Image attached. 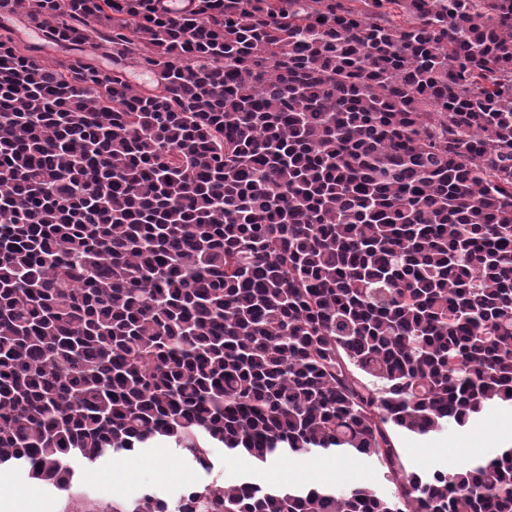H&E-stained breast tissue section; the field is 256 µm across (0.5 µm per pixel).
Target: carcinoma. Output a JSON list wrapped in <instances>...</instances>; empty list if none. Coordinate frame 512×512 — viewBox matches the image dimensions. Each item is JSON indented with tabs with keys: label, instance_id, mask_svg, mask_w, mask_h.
Segmentation results:
<instances>
[{
	"label": "carcinoma",
	"instance_id": "1",
	"mask_svg": "<svg viewBox=\"0 0 512 512\" xmlns=\"http://www.w3.org/2000/svg\"><path fill=\"white\" fill-rule=\"evenodd\" d=\"M0 12L42 40L0 24V464L68 490L166 438L393 491L112 512H512L511 446L418 473L395 442L512 406V0Z\"/></svg>",
	"mask_w": 512,
	"mask_h": 512
}]
</instances>
